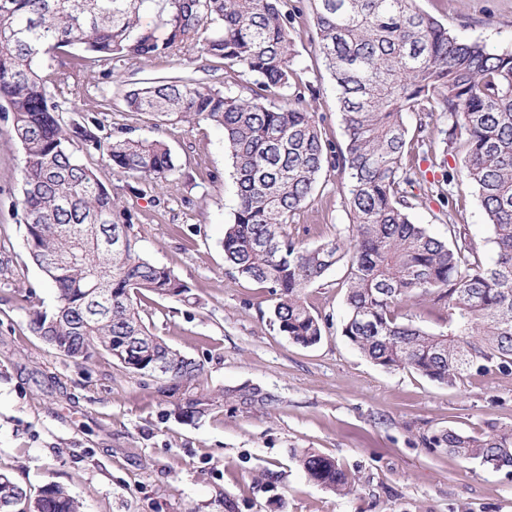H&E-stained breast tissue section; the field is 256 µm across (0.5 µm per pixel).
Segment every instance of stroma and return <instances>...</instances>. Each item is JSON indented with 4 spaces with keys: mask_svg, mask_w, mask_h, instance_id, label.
I'll list each match as a JSON object with an SVG mask.
<instances>
[{
    "mask_svg": "<svg viewBox=\"0 0 512 512\" xmlns=\"http://www.w3.org/2000/svg\"><path fill=\"white\" fill-rule=\"evenodd\" d=\"M289 32L293 66L316 97L303 106L337 145L345 135L332 81L318 51L311 0ZM460 38L512 47V0H419ZM196 53L149 62L88 63L71 112L96 113L106 132L159 138L175 165L157 185L82 155L117 197L140 250L186 282L196 302H143L147 325L203 364L205 410L183 419L157 379L127 373L110 357L79 365L30 330L36 311H52L56 294L25 246L21 221L22 149L0 113V473L37 496L49 483L66 488L83 512H512V475L463 461L424 437L451 428L480 434L512 426V376L489 374L439 385L408 370L372 364L340 333L347 267L339 263L306 290L323 322L321 341L293 343L269 324L273 300L261 285L231 276L224 226L236 187L224 135L206 123L128 111L124 94L147 78L194 75ZM440 116L429 119L415 161L428 187H411V217L439 239L464 225L490 262L491 228L474 191L450 199L436 190L462 166L447 152ZM343 174L326 169L288 226L306 245L346 235ZM252 385L277 403L243 409L222 389ZM308 448L336 459L355 479L344 497L313 484L293 457Z\"/></svg>",
    "mask_w": 512,
    "mask_h": 512,
    "instance_id": "1",
    "label": "stroma"
}]
</instances>
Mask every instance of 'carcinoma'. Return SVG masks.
<instances>
[{"label":"carcinoma","mask_w":512,"mask_h":512,"mask_svg":"<svg viewBox=\"0 0 512 512\" xmlns=\"http://www.w3.org/2000/svg\"><path fill=\"white\" fill-rule=\"evenodd\" d=\"M151 0H0V112L11 114L22 149L25 245L55 289L57 307L37 312L30 329L75 362L105 353L130 374H169L158 393L192 417L203 366L155 334L142 317L151 297L190 300V287L142 254L121 221L117 200L76 157L98 152L112 166L156 184L174 170L161 139L103 136L92 112L64 121L59 99L73 94L53 61L79 50L96 61L159 57L200 50L224 64L227 77L253 78L248 95L227 94L191 77L149 78L125 93L131 112L160 121L208 122L224 134L236 205L224 225V260L237 278L275 296L270 325L311 347L323 334L305 290L327 270L347 266L342 335L373 364L412 369L452 387L496 370L512 375V50L461 40L423 12L417 0H313L318 49L334 81L345 148L315 115L282 108L269 97L297 85L292 68L288 0H161L167 37L139 29ZM448 120L447 150L464 140L465 179L491 226L495 258L482 263L466 229L432 236L410 216L402 185L426 182L404 163L414 150L404 116ZM344 174L348 236L307 247L285 226L306 204L322 173ZM424 301L439 313L433 332L403 310ZM243 409L272 405L274 395L244 385L222 392ZM464 460L512 469V428L479 436L448 429L426 439ZM309 480L337 495L355 481L333 458L296 454ZM81 512L64 487L50 483L31 499L0 474V512Z\"/></svg>","instance_id":"carcinoma-1"}]
</instances>
